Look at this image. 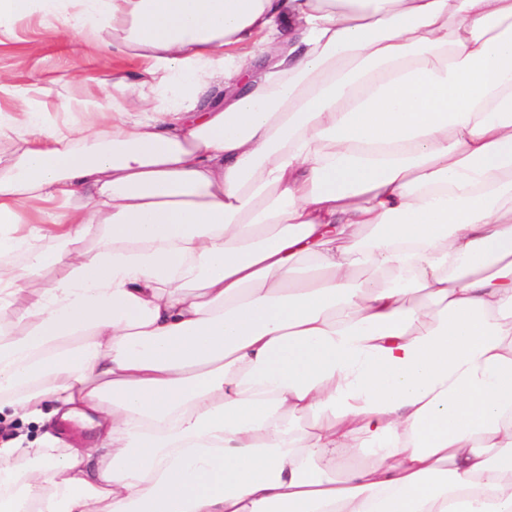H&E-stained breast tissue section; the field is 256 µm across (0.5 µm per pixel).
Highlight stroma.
Segmentation results:
<instances>
[{
	"instance_id": "1",
	"label": "stroma",
	"mask_w": 512,
	"mask_h": 512,
	"mask_svg": "<svg viewBox=\"0 0 512 512\" xmlns=\"http://www.w3.org/2000/svg\"><path fill=\"white\" fill-rule=\"evenodd\" d=\"M137 61L115 59L110 54L78 40L67 41L39 17L17 23L11 35L0 38V75L10 87L0 92V108L11 109L20 101L57 119L70 96L103 99L105 80L113 70H135ZM83 71L86 81L67 91L64 79L74 70Z\"/></svg>"
}]
</instances>
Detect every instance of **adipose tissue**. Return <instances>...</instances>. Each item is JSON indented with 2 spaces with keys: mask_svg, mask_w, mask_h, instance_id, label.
<instances>
[{
  "mask_svg": "<svg viewBox=\"0 0 512 512\" xmlns=\"http://www.w3.org/2000/svg\"><path fill=\"white\" fill-rule=\"evenodd\" d=\"M34 14L143 69L0 111V512H512V0ZM63 426H67L68 430L63 431ZM52 427L56 435L68 442H80L94 435V430L85 421L61 420L57 418L52 421ZM44 428L38 423H21L2 421L0 422V440L1 442L9 441L21 434L28 436L27 441H33L39 438L43 433Z\"/></svg>",
  "mask_w": 512,
  "mask_h": 512,
  "instance_id": "ef3b65f1",
  "label": "adipose tissue"
}]
</instances>
